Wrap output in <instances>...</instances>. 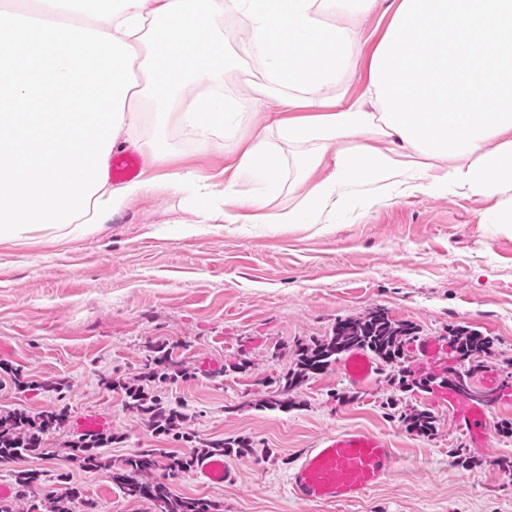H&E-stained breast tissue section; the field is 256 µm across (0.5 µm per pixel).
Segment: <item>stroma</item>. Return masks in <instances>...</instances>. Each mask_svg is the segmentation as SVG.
I'll use <instances>...</instances> for the list:
<instances>
[{
    "label": "stroma",
    "instance_id": "35a3bbf8",
    "mask_svg": "<svg viewBox=\"0 0 512 512\" xmlns=\"http://www.w3.org/2000/svg\"><path fill=\"white\" fill-rule=\"evenodd\" d=\"M387 24L378 11L357 20L348 97L359 94ZM148 138L169 156L142 171L156 178L155 192L76 238L36 231L28 245L0 243V410L64 417L43 436L55 456L0 462V483L38 469L49 494L78 488L73 512H155L152 500L123 494L108 470L69 459L79 438L73 420L90 410L112 421L104 452L116 467L141 448L186 455L205 440L249 444L248 454L225 457L236 475L229 485L190 471L149 477L174 495L210 499L217 512H512V436L501 431L512 421V232L502 225L512 192L354 182L315 224H199L191 186L169 182L193 172L223 203L232 156L178 128ZM297 155L282 151L283 189L268 211L303 194ZM378 309L416 325L421 339L447 341L457 326L490 337L485 361L502 399L487 408L485 447H470L456 429L446 389L398 390L401 373L432 377L447 367L444 355L413 358L404 371L379 367L362 389L339 362L286 389L301 348ZM161 352L183 374L150 391L184 414L181 438L125 407V385L148 383V363ZM274 399L280 407L269 408ZM413 406L435 414L431 434L407 428ZM346 429L385 435L399 456L394 473L354 504L291 499L287 478L300 454Z\"/></svg>",
    "mask_w": 512,
    "mask_h": 512
}]
</instances>
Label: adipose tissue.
Wrapping results in <instances>:
<instances>
[{
    "label": "adipose tissue",
    "mask_w": 512,
    "mask_h": 512,
    "mask_svg": "<svg viewBox=\"0 0 512 512\" xmlns=\"http://www.w3.org/2000/svg\"><path fill=\"white\" fill-rule=\"evenodd\" d=\"M44 14L0 4V240L39 230L78 236L149 192L111 184L116 150L164 153L147 127L188 131L235 155L266 192L244 213L211 204L201 224H308L340 205L339 185L399 178L436 193L512 192V0H42ZM383 8L390 23L354 100L343 82L358 57L355 22ZM250 35L231 52L213 39L226 14ZM246 70L250 102L279 89L281 111L239 139L242 103L218 93L223 71ZM200 95L184 101V85ZM300 148V174L327 168L294 208L264 215L280 189L273 142Z\"/></svg>",
    "instance_id": "adipose-tissue-1"
}]
</instances>
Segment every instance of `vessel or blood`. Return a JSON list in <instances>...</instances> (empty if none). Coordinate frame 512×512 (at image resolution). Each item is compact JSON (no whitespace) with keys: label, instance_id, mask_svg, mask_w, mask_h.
I'll return each instance as SVG.
<instances>
[{"label":"vessel or blood","instance_id":"b4317fda","mask_svg":"<svg viewBox=\"0 0 512 512\" xmlns=\"http://www.w3.org/2000/svg\"><path fill=\"white\" fill-rule=\"evenodd\" d=\"M141 171L137 153L113 154L109 175L120 182L136 177ZM350 385L366 386L377 371L376 365L364 353L352 354L345 366ZM448 409L458 430L465 434L473 447H484L487 440L486 412L477 404L449 402ZM109 420L96 412L75 417L74 429L84 436L105 430ZM398 463V454L389 440L365 429H350L323 437L316 447L306 449L288 475V490L292 497L309 502H352L379 487ZM198 473L206 483L224 485L234 482L235 474L223 459L199 458Z\"/></svg>","mask_w":512,"mask_h":512}]
</instances>
